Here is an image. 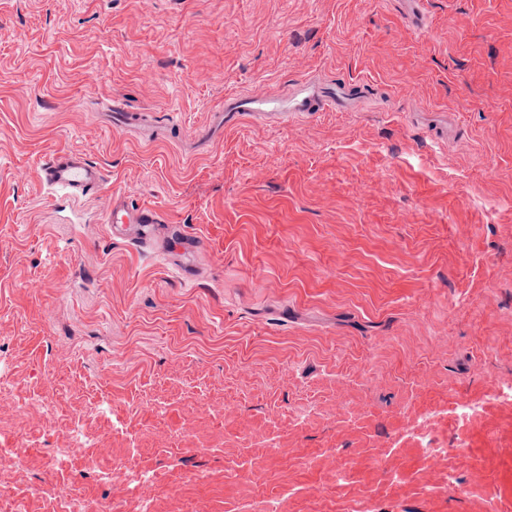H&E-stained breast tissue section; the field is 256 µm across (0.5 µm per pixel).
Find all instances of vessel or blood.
Segmentation results:
<instances>
[{
	"label": "vessel or blood",
	"mask_w": 512,
	"mask_h": 512,
	"mask_svg": "<svg viewBox=\"0 0 512 512\" xmlns=\"http://www.w3.org/2000/svg\"><path fill=\"white\" fill-rule=\"evenodd\" d=\"M356 98L354 86L343 84L334 87L306 78L282 97L274 98L258 93L225 97L224 112L219 122L224 126L232 125L243 112L273 115L326 109L344 112L353 108ZM38 177L43 185L60 191L62 198L67 200L102 194L107 185V178L101 168L88 162L82 154L67 148L54 151L41 164ZM106 221L117 231L133 228L144 232L150 226L162 223L163 218L156 207H132L124 197L115 195L109 199Z\"/></svg>",
	"instance_id": "1"
}]
</instances>
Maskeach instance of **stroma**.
I'll use <instances>...</instances> for the list:
<instances>
[{
  "instance_id": "obj_1",
  "label": "stroma",
  "mask_w": 512,
  "mask_h": 512,
  "mask_svg": "<svg viewBox=\"0 0 512 512\" xmlns=\"http://www.w3.org/2000/svg\"><path fill=\"white\" fill-rule=\"evenodd\" d=\"M420 9L0 0V512H512V0ZM310 76L359 109L213 128ZM38 177L43 185L60 191V199L79 200L88 195H101L107 178L101 168L88 162L84 156L71 149L54 151L41 164ZM162 213L154 206L143 205L132 207L127 204L123 196L112 193L109 198L107 218L105 224L112 226L113 235L118 231L135 229L137 232H147L154 224H162ZM136 224V225H129Z\"/></svg>"
}]
</instances>
